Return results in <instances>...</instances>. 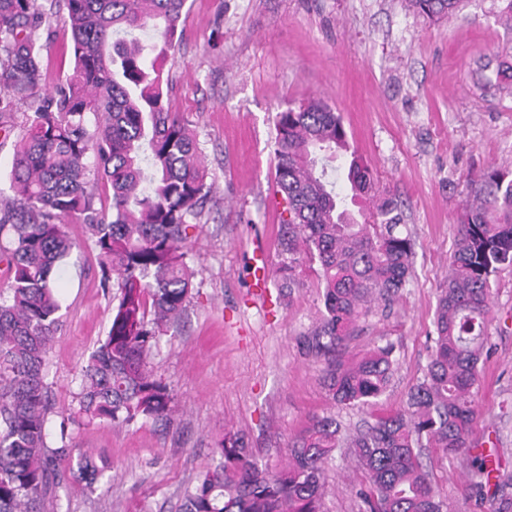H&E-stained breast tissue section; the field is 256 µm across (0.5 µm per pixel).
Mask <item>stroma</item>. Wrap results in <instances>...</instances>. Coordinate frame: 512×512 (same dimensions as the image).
<instances>
[{"label":"stroma","instance_id":"stroma-1","mask_svg":"<svg viewBox=\"0 0 512 512\" xmlns=\"http://www.w3.org/2000/svg\"><path fill=\"white\" fill-rule=\"evenodd\" d=\"M181 29L180 50L166 64L170 106L198 136L212 193L188 243L195 276L186 310L152 356L176 421L74 419L80 370L105 339L114 302L84 224L66 222L75 247L61 270L60 325L46 363L47 444L69 445L75 461L92 457L102 473L91 484L66 477L44 512H181L185 488L219 463L225 431H242L257 462L273 468L312 415L334 414L351 433L369 421L372 407L334 406L324 364L307 350L323 307L316 274L304 270L289 291L272 275L265 302L248 288L254 241L280 261L277 112L313 97L327 102L378 191L400 204L414 275L399 299L373 304L340 352L349 363L393 344L394 373L377 405L384 409L402 408L425 375L470 181L512 167V87L485 84L512 65V29L492 0H464L436 21L405 0H187ZM33 36L52 86L73 66L70 34L58 21ZM487 334L492 351L473 389L472 440L512 460L511 267L492 288ZM422 461L443 512H494L499 497L512 499V468L495 494L481 497L467 457L427 448ZM360 479L350 458L329 460L325 512H360Z\"/></svg>","mask_w":512,"mask_h":512}]
</instances>
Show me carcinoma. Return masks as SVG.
Segmentation results:
<instances>
[{"label": "carcinoma", "instance_id": "obj_1", "mask_svg": "<svg viewBox=\"0 0 512 512\" xmlns=\"http://www.w3.org/2000/svg\"><path fill=\"white\" fill-rule=\"evenodd\" d=\"M70 31L72 72L41 97L44 78L34 28L49 20L39 0H0V128L16 106L26 120L14 144V197L0 207V258L12 281L0 293V512H41L68 445L47 446V354L60 322L56 274L74 243L66 219H82L104 287L117 304L100 346L83 367L78 413L87 421H172L171 395L150 366L165 328L181 317L192 289L186 248L212 185L199 142L171 111L165 65L175 55L186 0H53ZM429 19L462 0H409ZM150 28L149 45L138 35ZM275 180L282 195L277 268L282 287L317 264L325 313L309 349L326 364L324 384L337 405L377 404L393 373L387 344L344 363L339 351L371 302H391L412 276V239L401 212L382 197L368 213L346 207L327 164L344 160L355 201L375 189L372 172L335 109L311 98L276 115ZM94 154V167L87 158ZM111 189L95 204L98 185ZM512 266V169L493 167L470 184L456 247L434 316L424 379L406 407L373 414L355 436H341L333 414L315 415L288 443V464L262 468L244 435L224 434L222 461L184 491L183 512H324L325 463L343 446L363 473L362 512H442L421 448L471 455L472 389L488 352L486 319L493 279ZM501 462L472 455L479 492Z\"/></svg>", "mask_w": 512, "mask_h": 512}]
</instances>
